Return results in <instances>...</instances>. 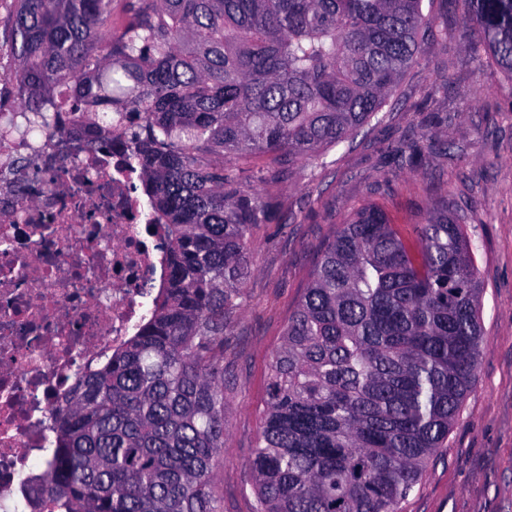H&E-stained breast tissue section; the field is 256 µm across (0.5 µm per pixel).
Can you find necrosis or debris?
Masks as SVG:
<instances>
[{"instance_id": "4bbe7bcc", "label": "necrosis or debris", "mask_w": 512, "mask_h": 512, "mask_svg": "<svg viewBox=\"0 0 512 512\" xmlns=\"http://www.w3.org/2000/svg\"><path fill=\"white\" fill-rule=\"evenodd\" d=\"M139 130L113 113L106 147L79 113L37 129L0 97V512H32L24 482L50 444L51 409L133 336L164 283Z\"/></svg>"}]
</instances>
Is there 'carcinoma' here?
Returning a JSON list of instances; mask_svg holds the SVG:
<instances>
[{
  "instance_id": "cac0c4a2",
  "label": "carcinoma",
  "mask_w": 512,
  "mask_h": 512,
  "mask_svg": "<svg viewBox=\"0 0 512 512\" xmlns=\"http://www.w3.org/2000/svg\"><path fill=\"white\" fill-rule=\"evenodd\" d=\"M15 0L0 70L51 125L66 90L142 119L134 158L167 226L151 317L52 413L29 480L43 512H224V337L247 304L253 230L286 224L279 180L355 137L425 55L423 0ZM461 40L512 81V0H455ZM424 149L400 150L402 164ZM481 283L448 209L403 228L357 209L327 242L271 356L249 463L254 512H400L476 380Z\"/></svg>"
}]
</instances>
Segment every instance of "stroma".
Listing matches in <instances>:
<instances>
[{
    "mask_svg": "<svg viewBox=\"0 0 512 512\" xmlns=\"http://www.w3.org/2000/svg\"><path fill=\"white\" fill-rule=\"evenodd\" d=\"M448 31L428 39L423 64L356 143L295 163L268 193L285 224L255 228L249 300L224 347V463L216 483L224 512H253L248 461L261 425L272 352L324 245L343 218L367 203L398 224L422 222L447 204L471 240L482 286L483 349L472 391L402 512H512V80L465 52L455 0H425ZM462 154L426 157L410 170L391 153L430 129Z\"/></svg>",
    "mask_w": 512,
    "mask_h": 512,
    "instance_id": "stroma-1",
    "label": "stroma"
}]
</instances>
